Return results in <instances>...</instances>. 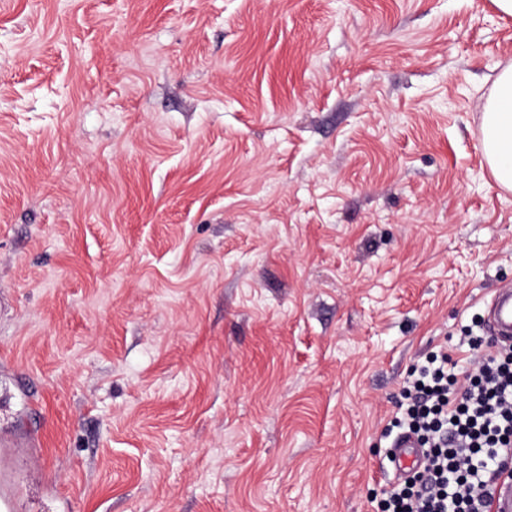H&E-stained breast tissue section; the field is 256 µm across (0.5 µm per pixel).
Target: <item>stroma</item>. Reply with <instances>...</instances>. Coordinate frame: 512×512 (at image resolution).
<instances>
[{
	"label": "stroma",
	"instance_id": "obj_1",
	"mask_svg": "<svg viewBox=\"0 0 512 512\" xmlns=\"http://www.w3.org/2000/svg\"><path fill=\"white\" fill-rule=\"evenodd\" d=\"M491 0H0L19 512H378L410 370L512 285ZM482 147L497 184L512 191V66L498 74L483 105Z\"/></svg>",
	"mask_w": 512,
	"mask_h": 512
}]
</instances>
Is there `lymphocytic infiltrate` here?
<instances>
[{"label":"lymphocytic infiltrate","mask_w":512,"mask_h":512,"mask_svg":"<svg viewBox=\"0 0 512 512\" xmlns=\"http://www.w3.org/2000/svg\"><path fill=\"white\" fill-rule=\"evenodd\" d=\"M474 354L468 369L448 370L447 354L429 358L403 388L399 425L426 460L395 485L384 512H489L488 489L512 458V348Z\"/></svg>","instance_id":"obj_1"}]
</instances>
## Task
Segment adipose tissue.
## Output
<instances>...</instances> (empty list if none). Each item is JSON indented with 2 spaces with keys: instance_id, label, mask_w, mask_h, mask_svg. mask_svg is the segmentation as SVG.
<instances>
[{
  "instance_id": "adipose-tissue-1",
  "label": "adipose tissue",
  "mask_w": 512,
  "mask_h": 512,
  "mask_svg": "<svg viewBox=\"0 0 512 512\" xmlns=\"http://www.w3.org/2000/svg\"><path fill=\"white\" fill-rule=\"evenodd\" d=\"M482 147L497 184L512 191V66L498 74L483 105Z\"/></svg>"
}]
</instances>
